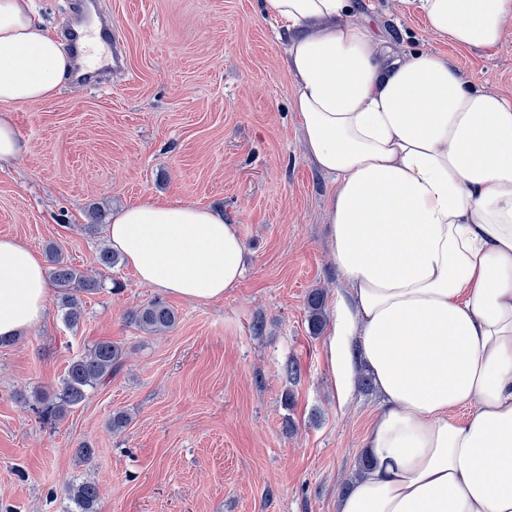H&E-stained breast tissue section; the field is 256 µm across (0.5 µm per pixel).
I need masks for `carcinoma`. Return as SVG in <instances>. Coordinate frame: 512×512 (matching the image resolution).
I'll list each match as a JSON object with an SVG mask.
<instances>
[{
  "label": "carcinoma",
  "instance_id": "carcinoma-1",
  "mask_svg": "<svg viewBox=\"0 0 512 512\" xmlns=\"http://www.w3.org/2000/svg\"><path fill=\"white\" fill-rule=\"evenodd\" d=\"M49 256V274L57 289L64 322L74 327L83 316L80 294L98 290L100 282L94 276L68 265L52 247L49 248ZM306 308L311 331L317 335L323 330L326 322L324 294L321 290L309 292ZM127 319L145 333L162 334L175 327L177 315L166 302L154 299L128 312ZM122 359L121 346L105 340L95 342L69 365L54 401L41 410V415L54 419L65 417L71 409L86 400L89 390L112 380V377L119 373L123 366ZM67 495L76 505L78 512H99L101 497L95 482L83 481L76 485L72 483L67 486Z\"/></svg>",
  "mask_w": 512,
  "mask_h": 512
}]
</instances>
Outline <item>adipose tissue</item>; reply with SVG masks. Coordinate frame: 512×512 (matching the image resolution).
<instances>
[{
  "label": "adipose tissue",
  "instance_id": "ef3b65f1",
  "mask_svg": "<svg viewBox=\"0 0 512 512\" xmlns=\"http://www.w3.org/2000/svg\"><path fill=\"white\" fill-rule=\"evenodd\" d=\"M410 2L459 48L512 22V0ZM261 6L291 35V107L334 185L331 360L381 398L374 464L336 512H512V102L439 54L399 57L345 22L350 0ZM70 68L30 0H0V103L51 100ZM108 238L141 282L190 302L246 270L237 225L188 201L124 207ZM47 297L42 259L0 238V337L41 323Z\"/></svg>",
  "mask_w": 512,
  "mask_h": 512
}]
</instances>
